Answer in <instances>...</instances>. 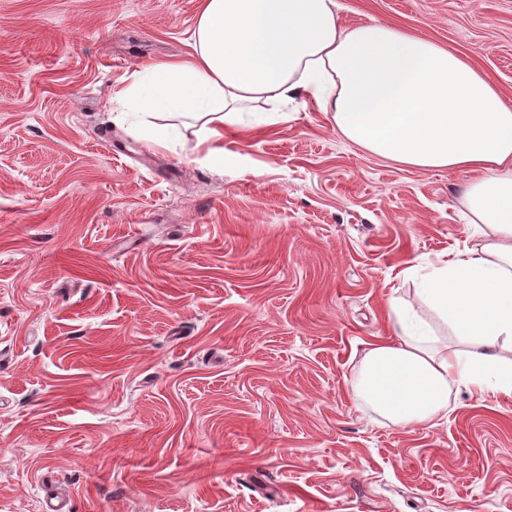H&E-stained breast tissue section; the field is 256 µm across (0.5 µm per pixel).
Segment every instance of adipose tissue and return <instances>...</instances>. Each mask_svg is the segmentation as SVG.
<instances>
[{"label":"adipose tissue","mask_w":512,"mask_h":512,"mask_svg":"<svg viewBox=\"0 0 512 512\" xmlns=\"http://www.w3.org/2000/svg\"><path fill=\"white\" fill-rule=\"evenodd\" d=\"M335 0H202L193 51L140 67L128 88L148 118L202 132L211 157L253 105L282 121L303 96L356 146L424 170L466 169L461 202L478 247L419 278V308L394 306L388 336L369 343L352 388L393 423L447 418L458 387L512 398V106L456 53L371 21L340 27ZM446 331L452 345L442 344Z\"/></svg>","instance_id":"adipose-tissue-1"}]
</instances>
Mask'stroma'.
Segmentation results:
<instances>
[{
	"instance_id": "1",
	"label": "stroma",
	"mask_w": 512,
	"mask_h": 512,
	"mask_svg": "<svg viewBox=\"0 0 512 512\" xmlns=\"http://www.w3.org/2000/svg\"><path fill=\"white\" fill-rule=\"evenodd\" d=\"M200 0H0V512H512V399L436 426L359 410L389 298L477 246L474 176L313 104L148 146L122 91L191 53ZM454 50L512 106V0H336ZM112 132L121 149L103 148Z\"/></svg>"
}]
</instances>
